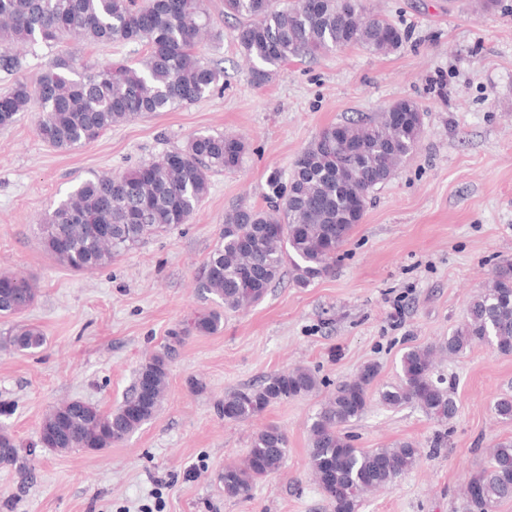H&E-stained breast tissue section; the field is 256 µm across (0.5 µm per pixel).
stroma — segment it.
Segmentation results:
<instances>
[{"label": "stroma", "mask_w": 512, "mask_h": 512, "mask_svg": "<svg viewBox=\"0 0 512 512\" xmlns=\"http://www.w3.org/2000/svg\"><path fill=\"white\" fill-rule=\"evenodd\" d=\"M364 4L406 34L398 52L353 46L294 58L258 86L224 0H204L221 37L201 52L225 70L209 96L69 151L43 143L30 112L0 130V273L34 282L38 298L23 318L46 337L32 354L0 349V428L18 445L16 464L0 467V512H332L311 474L307 425L367 363L379 376L364 415L348 428L355 446L409 441L422 457L358 512H466L464 486L486 465L487 448L512 440V420L494 410L512 396V355L476 344L437 358L435 374L458 406L443 424L412 405L386 406L378 388L399 382L408 348L436 343L462 322L495 264L512 262V0L488 11L482 0ZM58 52L88 64L133 63L144 49L68 38L29 58L23 79L36 83ZM400 99L424 114L419 146L372 193L333 272L304 288L281 280L260 303L225 313L218 333H187L213 307L198 296L195 277L219 243L225 213L265 207L270 171H289L324 127ZM206 132L239 137L247 151L239 168L211 174L187 224L99 270H71L44 250L37 226L73 184L126 172ZM178 331L186 337L150 421L98 451L40 447L38 426L49 410L71 399L115 408L140 364ZM296 366L316 371L317 392L248 420L224 419L225 393ZM269 425L288 435L282 468L250 499L227 498L225 466L240 462Z\"/></svg>", "instance_id": "35a3bbf8"}]
</instances>
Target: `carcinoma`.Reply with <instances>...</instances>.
<instances>
[{"label": "carcinoma", "instance_id": "obj_1", "mask_svg": "<svg viewBox=\"0 0 512 512\" xmlns=\"http://www.w3.org/2000/svg\"><path fill=\"white\" fill-rule=\"evenodd\" d=\"M224 15L238 20L234 39L256 85L269 82L291 58L351 46L390 54L405 41L388 20L366 13L362 0H224ZM209 28L202 0H0V72L6 75L20 73L27 56L67 36L93 46L135 43L146 49L134 67L110 61L87 66L67 53L56 56L35 86L17 79L0 93V129L34 111L41 140L70 150L95 142L114 125L198 102L224 76L219 63L199 52ZM391 107L403 113L400 121L391 122L381 112L323 129L289 173L270 172L268 208L241 205L225 215L219 244L197 281L199 295L217 298V308L197 316L185 333L219 332L224 312L259 303L285 275L305 288L332 272L371 193L396 176L419 143L423 112L418 104L401 99ZM245 152L237 138L205 133L125 173H94L46 215L39 228L42 245L75 271L102 268L149 237L188 223L208 191L210 174L240 167ZM92 224H110L112 232L99 236L90 230ZM36 296L30 279L0 275V315L16 318L0 336L1 346L20 352L43 346L41 330L19 320ZM476 343L512 354L511 262L494 268L448 338L403 354L400 381L379 389L381 401L393 408L415 405L429 418L447 422L457 406L450 389L434 377L435 358L460 355ZM172 351L169 347L140 365L137 377L151 379L153 395L136 410H131L134 392L108 412L79 399L65 401L43 418L38 444L61 451L124 442L161 405ZM377 376V365L362 366L311 417L312 475L333 512H358L365 495L391 486L421 458L411 442L357 448L345 432L365 413ZM318 388L313 371L296 367L228 392L222 414L227 420H247L275 402L304 398ZM287 453L285 431L277 426L260 430L245 458L224 467V495L249 498L256 481L279 471ZM488 455L489 464L465 486L469 512H488L512 499V441L496 443ZM17 457L13 435L1 428L0 465L12 466Z\"/></svg>", "mask_w": 512, "mask_h": 512}]
</instances>
